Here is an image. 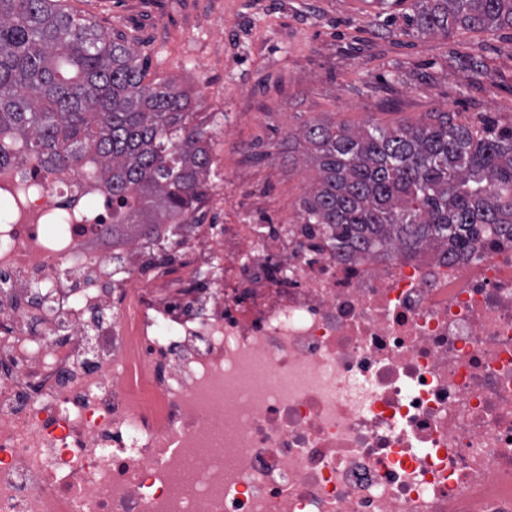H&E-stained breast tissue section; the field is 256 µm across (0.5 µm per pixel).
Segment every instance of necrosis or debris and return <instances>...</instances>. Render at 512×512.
I'll use <instances>...</instances> for the list:
<instances>
[{"mask_svg": "<svg viewBox=\"0 0 512 512\" xmlns=\"http://www.w3.org/2000/svg\"><path fill=\"white\" fill-rule=\"evenodd\" d=\"M89 192L0 166V512H512V243L116 237Z\"/></svg>", "mask_w": 512, "mask_h": 512, "instance_id": "4bbe7bcc", "label": "necrosis or debris"}]
</instances>
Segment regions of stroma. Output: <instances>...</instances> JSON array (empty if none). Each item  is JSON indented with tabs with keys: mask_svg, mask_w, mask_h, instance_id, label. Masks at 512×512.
Instances as JSON below:
<instances>
[{
	"mask_svg": "<svg viewBox=\"0 0 512 512\" xmlns=\"http://www.w3.org/2000/svg\"><path fill=\"white\" fill-rule=\"evenodd\" d=\"M123 34L150 76L191 95L210 143L205 211L285 222L317 177L286 160L288 132L312 118L357 129L427 112L512 125V37L487 42L495 85L469 80L458 38L386 32L374 0H64Z\"/></svg>",
	"mask_w": 512,
	"mask_h": 512,
	"instance_id": "35a3bbf8",
	"label": "stroma"
}]
</instances>
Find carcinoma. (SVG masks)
<instances>
[{
  "mask_svg": "<svg viewBox=\"0 0 512 512\" xmlns=\"http://www.w3.org/2000/svg\"><path fill=\"white\" fill-rule=\"evenodd\" d=\"M383 22L407 37L512 31V0H378ZM483 45L461 44L473 77L494 81ZM148 64L121 36L60 0H0V141L21 144L49 173H72L112 193V223L202 224L211 175L206 130L188 96L147 82ZM318 179L300 203L363 251L448 249L482 236L512 241V126L454 122L434 109L418 124L362 129L314 119L288 135Z\"/></svg>",
  "mask_w": 512,
  "mask_h": 512,
  "instance_id": "carcinoma-1",
  "label": "carcinoma"
}]
</instances>
